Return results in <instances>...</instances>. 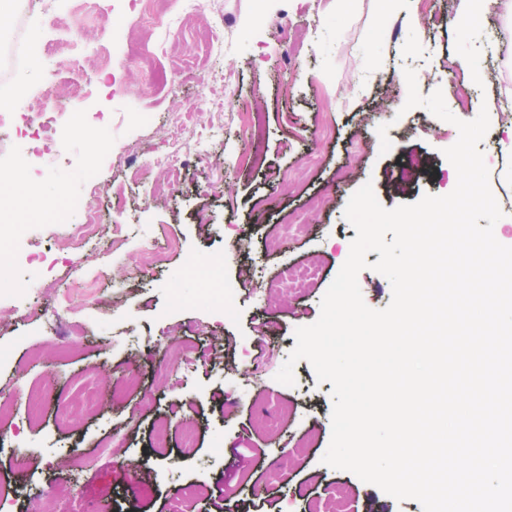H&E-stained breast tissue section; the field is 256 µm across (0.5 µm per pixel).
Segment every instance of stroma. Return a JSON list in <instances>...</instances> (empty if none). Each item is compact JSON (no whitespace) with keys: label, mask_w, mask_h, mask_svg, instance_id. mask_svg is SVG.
Returning <instances> with one entry per match:
<instances>
[{"label":"stroma","mask_w":512,"mask_h":512,"mask_svg":"<svg viewBox=\"0 0 512 512\" xmlns=\"http://www.w3.org/2000/svg\"><path fill=\"white\" fill-rule=\"evenodd\" d=\"M224 53L211 56L196 38L205 15L186 5L169 21L128 34L164 65L154 83L135 61L104 67L109 20L129 0H15L37 43L64 17L83 33L81 46L51 42L35 61L34 92L53 96L57 122L75 107L112 118L111 138L76 139L42 165L37 186L48 203L21 205L16 186L0 183V280L27 286L28 301L0 303V496L16 512H169L182 488L205 493L191 512H309L336 482L349 485L345 512H423L413 499L395 500L346 470L323 464L332 435V385L317 382L308 361L297 362L294 385L276 375L294 348V330L314 323L320 301L346 261L356 231L345 218L349 198L372 184L387 209L443 195L452 171L442 154L454 140L443 120L422 107L399 113L407 99L405 69L418 91L442 90L450 112L473 120L493 102L512 108V45L502 34L512 21L499 5L466 24L468 0H431L418 21L391 12L382 0H222ZM259 31H252L256 16ZM454 70H447L445 60ZM224 71L221 136L203 158L193 140L171 139L168 119L203 93V70ZM475 95L457 101L454 84ZM258 112L263 133L245 136L242 116ZM496 128L479 145L494 197L512 192V154H503ZM179 147L185 162L175 178L152 164ZM245 152L264 165L243 168ZM98 161L95 180L84 168ZM99 192L102 225L119 224L130 239L113 250L107 235L68 248L72 227L55 218L56 192ZM334 197L326 211L311 195ZM46 253L49 266L31 272L14 262L18 241ZM162 252L149 265L142 247ZM236 293L234 319L199 302L191 268H213ZM318 259L314 288L300 295L270 290L284 268ZM91 302L67 311L72 288ZM223 356L224 365L211 362ZM109 385L97 413L64 412L71 397ZM197 446L180 448L185 423ZM111 453H102L104 443ZM223 510H216V502Z\"/></svg>","instance_id":"stroma-1"}]
</instances>
